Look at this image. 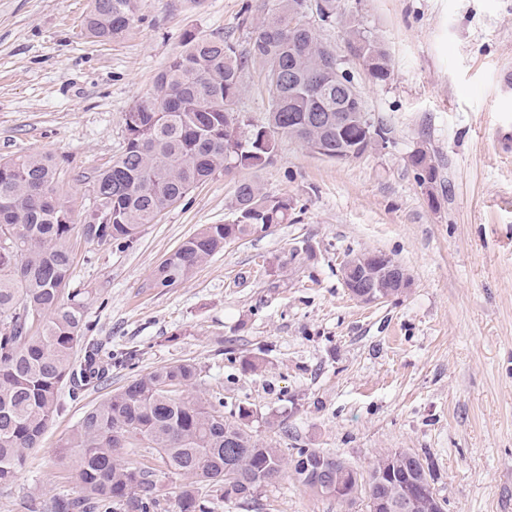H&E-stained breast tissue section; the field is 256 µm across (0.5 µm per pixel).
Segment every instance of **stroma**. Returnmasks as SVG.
Returning a JSON list of instances; mask_svg holds the SVG:
<instances>
[{"label":"stroma","instance_id":"1","mask_svg":"<svg viewBox=\"0 0 512 512\" xmlns=\"http://www.w3.org/2000/svg\"><path fill=\"white\" fill-rule=\"evenodd\" d=\"M249 0H142L123 37H90L92 0H0V157L50 154L59 196L81 216L88 176L118 157L124 116L145 100L186 33L246 49L259 9ZM384 44L391 74L375 83L350 54L342 25L308 22L363 93L386 145L336 161L282 135L273 160L199 183L128 246L72 239V285L92 292L94 338L135 352L63 410L13 482L0 512H47L77 492L58 442L83 413L135 377L180 361L201 370L225 412L247 406L255 438L315 448L368 470L404 448L427 459L445 512H512V93L497 69L512 60V0H341ZM237 108L269 109L258 66ZM431 156L436 185L410 163ZM288 198V223L227 244L186 282L150 288L155 267L204 224H230L239 181ZM383 253L408 290L366 305L349 294L343 262ZM255 359L257 371L244 370ZM213 512H366L317 495L293 475Z\"/></svg>","mask_w":512,"mask_h":512}]
</instances>
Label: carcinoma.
<instances>
[{"instance_id":"1","label":"carcinoma","mask_w":512,"mask_h":512,"mask_svg":"<svg viewBox=\"0 0 512 512\" xmlns=\"http://www.w3.org/2000/svg\"><path fill=\"white\" fill-rule=\"evenodd\" d=\"M140 0H93L85 20L100 40L124 36ZM306 0H261L246 51L224 38L189 33L183 49L156 77L150 96L125 113L126 144L112 165L90 177L91 203L82 214L84 236L100 244H130L146 224L185 198L199 183L236 163H269L277 137L329 152L364 143L365 106L350 77L336 90V54L309 27ZM325 23L343 17L340 0H316ZM351 55L371 78L390 76L387 49L344 21ZM261 66L269 98L266 121L256 124L235 108L248 64ZM305 112H325L327 123L302 136ZM346 112V126L336 113ZM410 162L423 182L436 169L424 150ZM59 165L49 154L0 159V485L13 481L30 449L39 445L61 411L59 391L76 400L129 363L87 336L88 291L70 287L74 262L72 211L59 201ZM291 204L253 181L235 190V224H205L153 271L145 287L172 288L187 280L227 238L254 234V224H285ZM193 362L160 366L130 380L87 410L58 448L76 471L80 490L59 493L50 512H164L149 458L157 454L179 486V512H210L214 502L242 500L290 468L299 483L348 507L366 502L383 512L408 485L433 481L429 464L403 450L384 453L367 474L345 459L298 448L287 454L255 439L251 411L224 416V400L199 392Z\"/></svg>"}]
</instances>
